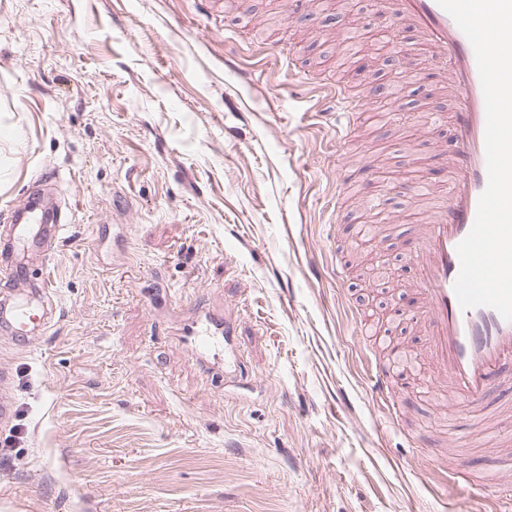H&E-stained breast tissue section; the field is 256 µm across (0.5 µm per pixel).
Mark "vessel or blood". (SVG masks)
Here are the masks:
<instances>
[{
	"label": "vessel or blood",
	"instance_id": "vessel-or-blood-1",
	"mask_svg": "<svg viewBox=\"0 0 512 512\" xmlns=\"http://www.w3.org/2000/svg\"><path fill=\"white\" fill-rule=\"evenodd\" d=\"M381 27L406 23L432 53L430 63L445 68L455 101L451 114L454 137L436 155L446 166L448 182L441 204L425 223L415 225L412 260L416 266L418 307L410 314L426 339L423 354L434 370L439 391H452L467 412L482 406L501 381L512 378V322L494 309H462L454 292L460 271L458 244L469 234L478 200L488 183L485 151L486 111L474 49L452 16L437 0H376ZM61 224H16L13 240L0 258L15 252L44 251L59 242ZM17 285L0 292V330L25 348L37 342L36 332L48 329L57 316L47 280L26 287V273L12 269ZM198 345L199 362L232 336L233 326L222 315L205 311L188 330ZM373 399L394 407L409 395L418 377L400 349L388 352L385 365L369 369Z\"/></svg>",
	"mask_w": 512,
	"mask_h": 512
}]
</instances>
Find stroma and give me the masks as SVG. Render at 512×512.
Listing matches in <instances>:
<instances>
[{
    "label": "stroma",
    "instance_id": "1",
    "mask_svg": "<svg viewBox=\"0 0 512 512\" xmlns=\"http://www.w3.org/2000/svg\"><path fill=\"white\" fill-rule=\"evenodd\" d=\"M337 10L0 0V226L36 191L69 218L46 264L59 318L31 349L0 338L16 400L0 512L504 508L512 413L475 428L424 388L397 401L398 430L366 390L387 340L424 345L409 229L432 209L390 191L366 242L362 158L440 189L426 163L454 102L437 69L423 88L361 80ZM380 84L401 116L337 140L331 90ZM200 305L235 327L236 383L182 340ZM429 443L477 487L444 484Z\"/></svg>",
    "mask_w": 512,
    "mask_h": 512
}]
</instances>
